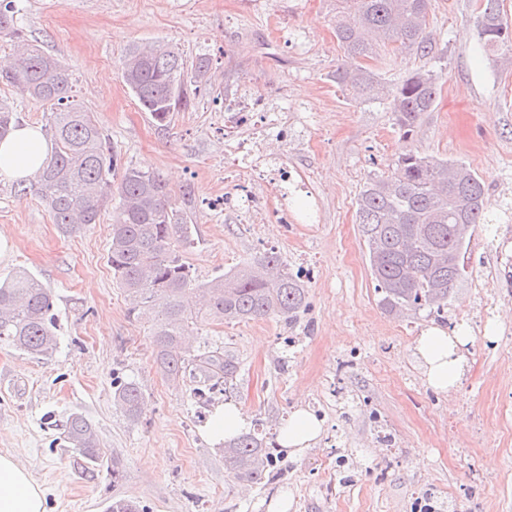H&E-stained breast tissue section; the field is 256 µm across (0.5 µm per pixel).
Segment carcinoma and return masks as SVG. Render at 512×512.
Here are the masks:
<instances>
[{
  "instance_id": "carcinoma-1",
  "label": "carcinoma",
  "mask_w": 512,
  "mask_h": 512,
  "mask_svg": "<svg viewBox=\"0 0 512 512\" xmlns=\"http://www.w3.org/2000/svg\"><path fill=\"white\" fill-rule=\"evenodd\" d=\"M17 0H0V37L21 38ZM477 25L480 48L512 53V26L495 0H487ZM429 0H337L336 40L348 57L374 58L388 46L427 56L425 30ZM122 77L141 109L159 125L189 105L185 63L179 49L154 42L130 49ZM0 76L23 96L46 106L45 130L53 154L35 175V185L53 223L66 235L97 223L101 207L119 198L110 227L108 261L125 294L128 312L153 323L155 361L177 382L195 379L193 396L210 405L227 392L239 366L224 346L212 343L195 353L184 336L209 321L235 324L276 318L294 328L308 307L306 281L271 248L242 266L200 280L181 252L194 244L188 210L194 193L181 192L179 208L158 174L119 164L109 139L91 113L73 104L72 74L58 59L30 43L16 56H0ZM333 81L357 104L389 101L394 125L407 138L422 115L434 109L439 75L419 69L390 86L372 69L336 67ZM18 122L0 103V138ZM391 177L371 176L356 201V221L367 250L375 292L384 311L395 316L421 314L447 320L448 300L466 269L474 229L491 223L484 212L482 180L461 160L428 158L408 152ZM467 225V232L459 225ZM196 290L202 306L188 309L184 296ZM54 292L35 275L18 269L0 280V345L34 359L58 349ZM115 399L132 420L144 400L133 381L118 384ZM67 447L87 461L104 457L90 421L74 411L62 422ZM224 468L235 479L268 485L280 479L283 455L273 439L255 432L224 441Z\"/></svg>"
}]
</instances>
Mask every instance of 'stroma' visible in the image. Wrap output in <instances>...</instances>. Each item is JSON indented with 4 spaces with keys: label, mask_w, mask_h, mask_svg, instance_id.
<instances>
[{
    "label": "stroma",
    "mask_w": 512,
    "mask_h": 512,
    "mask_svg": "<svg viewBox=\"0 0 512 512\" xmlns=\"http://www.w3.org/2000/svg\"><path fill=\"white\" fill-rule=\"evenodd\" d=\"M486 0H430L418 58L382 53L371 63L386 82L419 69L439 72L434 111L403 138L387 103L349 101L332 79L346 58L334 32L336 0H18L17 22L74 78L76 104L92 113L122 163L159 174L173 194L194 190L195 244L183 258L199 279L267 249L290 269L313 267L302 327L274 318L205 324L193 349L221 342L239 359L232 402L248 420L282 426L298 407L319 408L325 431L290 456L281 479L243 485L224 471L221 447L203 435L193 380L173 385L154 362L151 325L127 311L108 262L113 207L79 233L61 232L35 190L0 183V237L10 245L0 276L23 267L55 293L59 347L36 360L0 346V452L26 466L46 491L48 512H106L112 498L148 512H271L280 493L290 512H411L417 495L456 512H512V67L477 43ZM165 42L186 62L211 60L190 103L158 128L121 77L133 46ZM242 90L288 113L286 160L307 177L317 204L297 193L287 217L244 224L212 208L232 159L224 105ZM469 164L485 185L491 225L477 227L468 273L455 286L448 322L467 325L459 389L426 384L415 352L427 318L382 310L355 200L367 178L391 175L407 151ZM298 336V350L285 345ZM144 394L137 420L114 399L117 380ZM83 413L107 461L86 464L47 418ZM372 459L343 482L338 455Z\"/></svg>",
    "instance_id": "obj_1"
}]
</instances>
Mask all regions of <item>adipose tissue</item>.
<instances>
[{"label": "adipose tissue", "mask_w": 512, "mask_h": 512, "mask_svg": "<svg viewBox=\"0 0 512 512\" xmlns=\"http://www.w3.org/2000/svg\"><path fill=\"white\" fill-rule=\"evenodd\" d=\"M51 150L52 145L39 126L15 128L0 139V179H29ZM468 341L469 330L464 326L451 333L429 326L418 336L415 349L425 380L435 391L448 393L458 386L462 377V351ZM244 425L240 406L228 402L214 408L204 427V435L211 444L219 445L238 434ZM322 427V420L315 414L297 409L282 429L279 443L287 453L299 452L319 437ZM0 512H47L43 488L7 453L0 454Z\"/></svg>", "instance_id": "ef3b65f1"}]
</instances>
